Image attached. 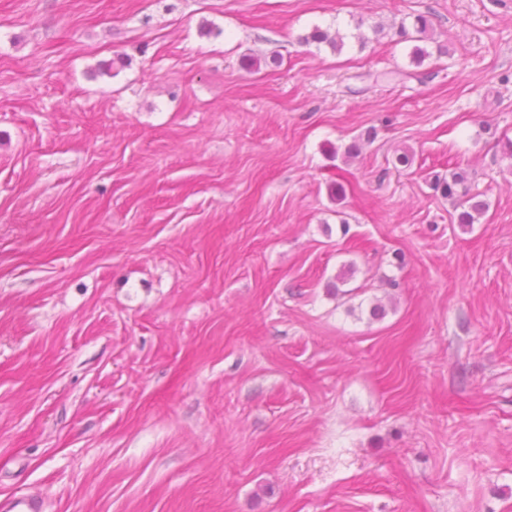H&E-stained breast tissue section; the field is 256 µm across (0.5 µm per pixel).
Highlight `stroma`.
Returning a JSON list of instances; mask_svg holds the SVG:
<instances>
[{
    "instance_id": "35a3bbf8",
    "label": "stroma",
    "mask_w": 512,
    "mask_h": 512,
    "mask_svg": "<svg viewBox=\"0 0 512 512\" xmlns=\"http://www.w3.org/2000/svg\"><path fill=\"white\" fill-rule=\"evenodd\" d=\"M508 137L512 0H0V502L512 512ZM463 172H448L447 178L437 176L432 183L436 194L448 200L457 213V224H475L486 208V202L476 200L481 194H471Z\"/></svg>"
}]
</instances>
